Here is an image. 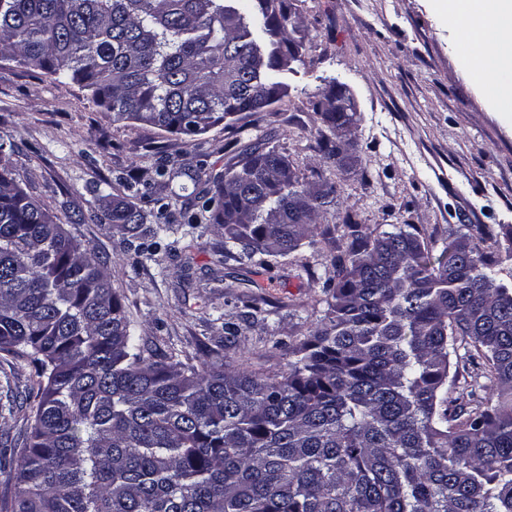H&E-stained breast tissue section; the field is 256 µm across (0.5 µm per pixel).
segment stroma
<instances>
[{
    "mask_svg": "<svg viewBox=\"0 0 512 512\" xmlns=\"http://www.w3.org/2000/svg\"><path fill=\"white\" fill-rule=\"evenodd\" d=\"M287 22L300 57L286 72V94L259 112L185 138L136 123H116L90 91L38 69L0 61V138L13 141L12 168L21 187L58 223L93 248L112 271L134 332L145 345L179 356L202 350L286 370L291 348L323 318L315 279L333 273L323 241L295 258L255 270L224 259L223 237L207 230L193 248L136 259L112 227L92 221L125 195L145 212L159 201L179 213L163 166L215 174L247 145L270 143L302 170L317 168L339 188V211L375 232L415 225L432 256L471 229L512 226V112L501 111L474 79L458 22L446 0H296ZM356 104L357 151L346 168L324 166L313 112L331 85ZM150 185L149 197L118 177ZM251 288L227 290L230 278ZM238 327L225 346L224 324ZM38 377L27 358L0 352V487L15 472L31 431Z\"/></svg>",
    "mask_w": 512,
    "mask_h": 512,
    "instance_id": "obj_1",
    "label": "stroma"
}]
</instances>
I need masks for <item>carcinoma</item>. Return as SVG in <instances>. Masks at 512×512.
I'll return each instance as SVG.
<instances>
[{"instance_id":"obj_1","label":"carcinoma","mask_w":512,"mask_h":512,"mask_svg":"<svg viewBox=\"0 0 512 512\" xmlns=\"http://www.w3.org/2000/svg\"><path fill=\"white\" fill-rule=\"evenodd\" d=\"M252 2L250 23L226 0H0V61L82 85L114 122L198 136L286 90L287 0ZM314 111L334 164L352 115ZM14 152L0 141V352L40 381L0 512H512V288L481 249L511 258V228L435 260L414 225L376 234L345 213L320 232L325 316L270 375L148 352L105 263L13 177ZM311 176L275 146L244 148L194 178L181 216L210 214L224 258L269 269L337 204ZM96 218L138 257L175 249L172 225L120 199ZM470 365L469 410L448 393Z\"/></svg>"}]
</instances>
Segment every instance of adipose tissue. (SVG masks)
Wrapping results in <instances>:
<instances>
[{"label":"adipose tissue","instance_id":"adipose-tissue-1","mask_svg":"<svg viewBox=\"0 0 512 512\" xmlns=\"http://www.w3.org/2000/svg\"><path fill=\"white\" fill-rule=\"evenodd\" d=\"M448 11L469 19L472 68L499 108L511 112L512 0H450Z\"/></svg>","mask_w":512,"mask_h":512}]
</instances>
